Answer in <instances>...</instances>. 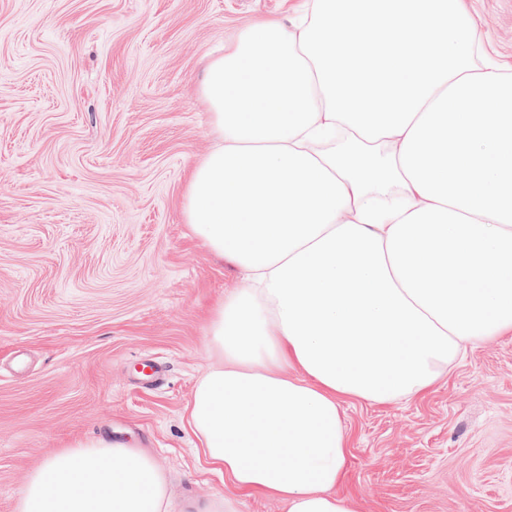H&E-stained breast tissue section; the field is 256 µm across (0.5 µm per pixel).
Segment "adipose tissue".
Masks as SVG:
<instances>
[{
    "instance_id": "ef3b65f1",
    "label": "adipose tissue",
    "mask_w": 512,
    "mask_h": 512,
    "mask_svg": "<svg viewBox=\"0 0 512 512\" xmlns=\"http://www.w3.org/2000/svg\"><path fill=\"white\" fill-rule=\"evenodd\" d=\"M211 59L214 144L184 201L249 282L217 301L187 423L213 470L288 512H360L345 399H415L512 333V72L471 67L458 0H313ZM487 110H478V103ZM145 451L102 439L33 470L16 512H168Z\"/></svg>"
}]
</instances>
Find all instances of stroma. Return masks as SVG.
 Wrapping results in <instances>:
<instances>
[{"label":"stroma","instance_id":"obj_1","mask_svg":"<svg viewBox=\"0 0 512 512\" xmlns=\"http://www.w3.org/2000/svg\"><path fill=\"white\" fill-rule=\"evenodd\" d=\"M463 4L479 59L511 71L512 0ZM309 8L0 0V512L51 454L100 437L158 459L170 512L216 493L237 512H287L214 472L187 426L209 311L246 277L194 236L183 203L213 145L212 56ZM340 414L362 512H512V335L420 398Z\"/></svg>","mask_w":512,"mask_h":512}]
</instances>
